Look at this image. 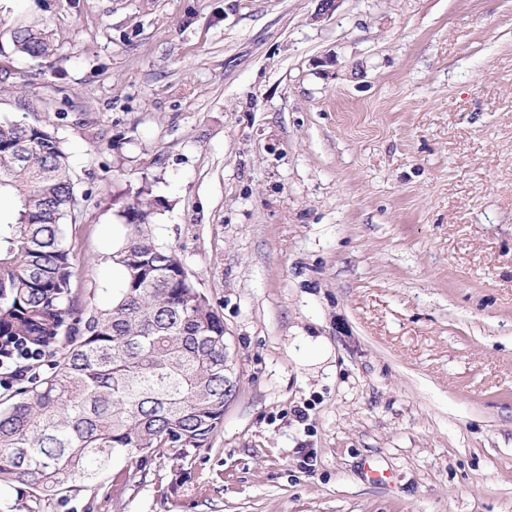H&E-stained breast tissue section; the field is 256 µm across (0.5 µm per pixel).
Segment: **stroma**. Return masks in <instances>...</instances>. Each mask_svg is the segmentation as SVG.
Masks as SVG:
<instances>
[{
	"label": "stroma",
	"mask_w": 512,
	"mask_h": 512,
	"mask_svg": "<svg viewBox=\"0 0 512 512\" xmlns=\"http://www.w3.org/2000/svg\"><path fill=\"white\" fill-rule=\"evenodd\" d=\"M317 4L0 0V122L77 176L74 296H115L146 190L236 388L186 458L0 512H512V0ZM12 41L15 51L29 60L41 59L56 50L46 30L39 24L16 27Z\"/></svg>",
	"instance_id": "1"
}]
</instances>
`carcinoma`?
I'll return each instance as SVG.
<instances>
[{
    "instance_id": "carcinoma-1",
    "label": "carcinoma",
    "mask_w": 512,
    "mask_h": 512,
    "mask_svg": "<svg viewBox=\"0 0 512 512\" xmlns=\"http://www.w3.org/2000/svg\"><path fill=\"white\" fill-rule=\"evenodd\" d=\"M29 60L55 51L38 24L12 32ZM0 357L22 342L54 357L50 371L0 400V487L57 495L92 482L112 459L179 455L209 442L233 387L224 380V323L183 262L146 231L153 203L126 208L112 260L123 288L90 311L72 293L76 259L63 243L77 208L73 169L41 124L0 123Z\"/></svg>"
}]
</instances>
